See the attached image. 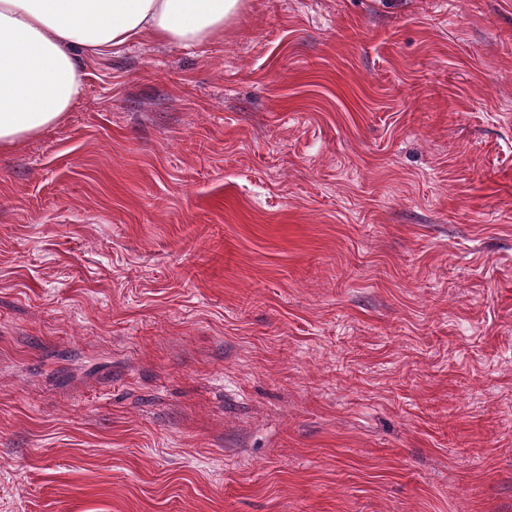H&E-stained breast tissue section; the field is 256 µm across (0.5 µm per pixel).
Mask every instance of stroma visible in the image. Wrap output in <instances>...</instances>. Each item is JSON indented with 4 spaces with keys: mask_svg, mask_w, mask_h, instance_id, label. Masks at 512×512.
Segmentation results:
<instances>
[{
    "mask_svg": "<svg viewBox=\"0 0 512 512\" xmlns=\"http://www.w3.org/2000/svg\"><path fill=\"white\" fill-rule=\"evenodd\" d=\"M0 151V512H512V0H247Z\"/></svg>",
    "mask_w": 512,
    "mask_h": 512,
    "instance_id": "1",
    "label": "stroma"
}]
</instances>
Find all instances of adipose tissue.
<instances>
[{
  "label": "adipose tissue",
  "mask_w": 512,
  "mask_h": 512,
  "mask_svg": "<svg viewBox=\"0 0 512 512\" xmlns=\"http://www.w3.org/2000/svg\"><path fill=\"white\" fill-rule=\"evenodd\" d=\"M244 0H0V149L58 123L83 89V61L143 37L223 38Z\"/></svg>",
  "instance_id": "adipose-tissue-1"
}]
</instances>
